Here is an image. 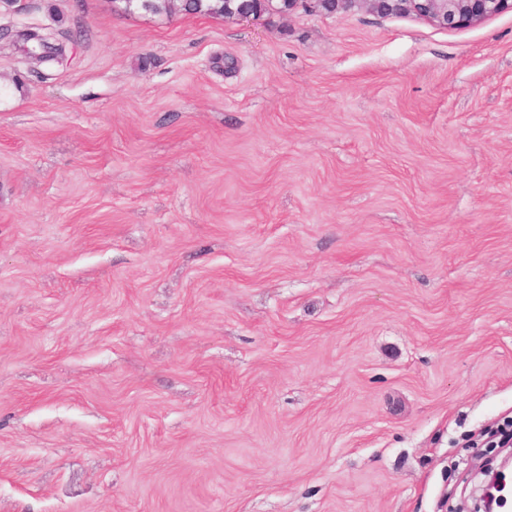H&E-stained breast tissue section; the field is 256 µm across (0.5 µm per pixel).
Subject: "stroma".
<instances>
[{"label": "stroma", "mask_w": 512, "mask_h": 512, "mask_svg": "<svg viewBox=\"0 0 512 512\" xmlns=\"http://www.w3.org/2000/svg\"><path fill=\"white\" fill-rule=\"evenodd\" d=\"M507 420L512 12L0 0V512H460ZM125 11H143L151 14H171L179 11L200 15H242L288 11L289 0H122ZM177 2V3H175Z\"/></svg>", "instance_id": "1"}]
</instances>
